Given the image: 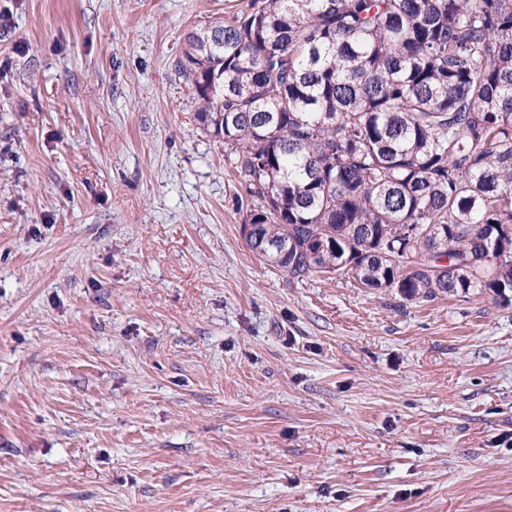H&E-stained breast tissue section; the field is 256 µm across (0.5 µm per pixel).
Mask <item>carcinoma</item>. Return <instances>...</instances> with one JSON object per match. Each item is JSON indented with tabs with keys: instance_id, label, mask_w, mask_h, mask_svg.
<instances>
[{
	"instance_id": "cac0c4a2",
	"label": "carcinoma",
	"mask_w": 512,
	"mask_h": 512,
	"mask_svg": "<svg viewBox=\"0 0 512 512\" xmlns=\"http://www.w3.org/2000/svg\"><path fill=\"white\" fill-rule=\"evenodd\" d=\"M186 44L261 260L408 302L512 291V0H247Z\"/></svg>"
}]
</instances>
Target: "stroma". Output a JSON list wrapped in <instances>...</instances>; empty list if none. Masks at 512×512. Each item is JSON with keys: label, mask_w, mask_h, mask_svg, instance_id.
<instances>
[{"label": "stroma", "mask_w": 512, "mask_h": 512, "mask_svg": "<svg viewBox=\"0 0 512 512\" xmlns=\"http://www.w3.org/2000/svg\"><path fill=\"white\" fill-rule=\"evenodd\" d=\"M246 0H0V512H512V303L248 246L177 62Z\"/></svg>", "instance_id": "35a3bbf8"}]
</instances>
